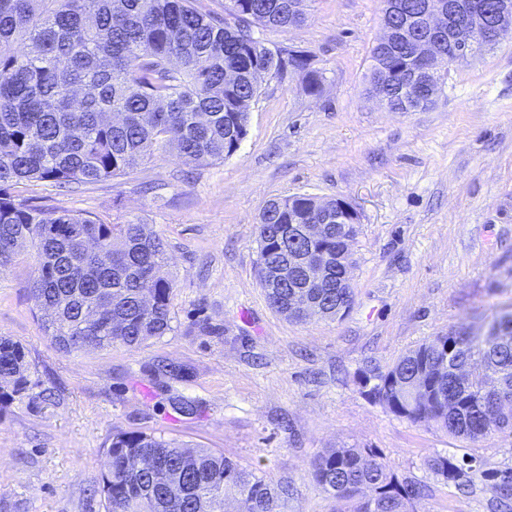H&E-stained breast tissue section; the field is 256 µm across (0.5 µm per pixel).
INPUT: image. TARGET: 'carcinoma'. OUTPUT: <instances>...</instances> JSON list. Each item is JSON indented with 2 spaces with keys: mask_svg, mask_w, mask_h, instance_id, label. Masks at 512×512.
Returning <instances> with one entry per match:
<instances>
[{
  "mask_svg": "<svg viewBox=\"0 0 512 512\" xmlns=\"http://www.w3.org/2000/svg\"><path fill=\"white\" fill-rule=\"evenodd\" d=\"M309 0H224V14L198 0H0V268L31 245L39 257L31 284L45 332L66 353L135 348L173 330L172 283L164 274L163 240L148 225L106 224L16 199L9 189L32 181L59 188L129 175L153 156L175 152L188 163L231 156L248 135L258 72L304 75L306 90L323 93V73L302 50H272L252 27L288 29L304 22ZM366 92L392 112L428 108L406 84L420 70L410 33L370 50ZM80 97H74L76 91ZM124 116L120 122L113 115ZM336 214V200L306 194L270 199L259 216L256 270L269 306L288 315L302 267L288 283L273 278L288 262V224L307 214ZM298 249L326 258L327 281L311 288L314 316L341 318L346 289L336 287V225ZM152 304L142 305L144 296ZM437 368L433 393L411 380L424 364ZM374 397L399 417L463 440L512 431V408L492 414L490 394L512 402V316L479 340L465 332L435 336L385 370ZM25 348L0 338V405L32 389ZM96 492L107 512H283L293 490L238 466L222 451L190 449L146 433L116 432ZM433 471L456 479L448 457ZM316 483L341 505L337 512H409L423 487L402 483L372 448H327L312 464Z\"/></svg>",
  "mask_w": 512,
  "mask_h": 512,
  "instance_id": "obj_1",
  "label": "carcinoma"
}]
</instances>
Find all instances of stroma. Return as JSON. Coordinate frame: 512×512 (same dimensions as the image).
I'll list each match as a JSON object with an SVG mask.
<instances>
[{"mask_svg":"<svg viewBox=\"0 0 512 512\" xmlns=\"http://www.w3.org/2000/svg\"><path fill=\"white\" fill-rule=\"evenodd\" d=\"M383 7L312 0L302 25L254 29L269 48L310 52L325 89L315 97L301 75H264L248 135L224 161L167 153L73 192L15 188L148 224L170 256L173 330L138 348L65 353L35 315V250L0 270V337L26 348L34 384L0 408V512H106L96 487L118 431L224 451L289 483L286 512H334L310 464L344 445L376 449L399 480L424 486L413 512H501L512 433L468 442L411 423L367 399L358 375L452 329L489 334L512 312V35L453 64L429 108L391 112L366 93ZM294 194L360 214L344 318L288 320L257 282L259 212ZM437 455L463 476L437 475Z\"/></svg>","mask_w":512,"mask_h":512,"instance_id":"35a3bbf8","label":"stroma"}]
</instances>
